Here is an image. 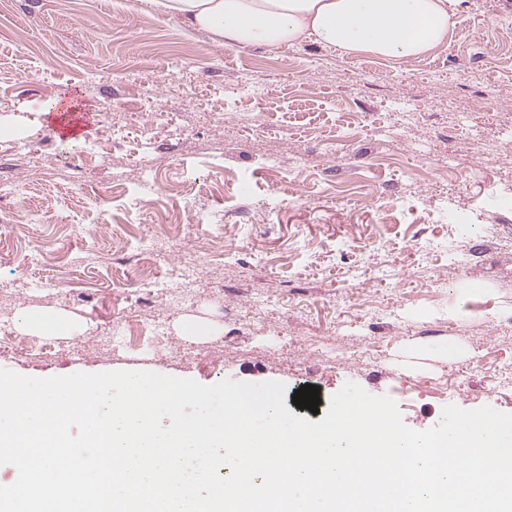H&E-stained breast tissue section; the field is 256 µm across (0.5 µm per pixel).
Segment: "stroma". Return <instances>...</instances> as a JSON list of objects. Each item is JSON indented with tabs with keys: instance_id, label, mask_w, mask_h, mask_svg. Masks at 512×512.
Returning <instances> with one entry per match:
<instances>
[{
	"instance_id": "35a3bbf8",
	"label": "stroma",
	"mask_w": 512,
	"mask_h": 512,
	"mask_svg": "<svg viewBox=\"0 0 512 512\" xmlns=\"http://www.w3.org/2000/svg\"><path fill=\"white\" fill-rule=\"evenodd\" d=\"M248 77L264 96L235 94ZM147 90L144 110L133 98ZM62 98L92 114L90 138L111 102L125 138L92 160L60 157L72 142L47 121ZM146 125L159 144L150 152L137 145ZM0 127L46 139L28 156L0 136V179L26 190L12 214L28 217L25 245L0 249V321L26 335L18 313L30 308L77 325L62 354L0 350V368L46 378L136 366L97 345L112 318L79 289L170 280L171 266L142 272L112 259V237L133 247L155 232L145 201L157 191L138 177L156 171L195 215L217 204L229 215L189 227L190 242L212 246L195 303L120 312L169 322L171 348L149 361L156 372L205 385L279 381L291 393L316 385L325 402L350 381L392 397L418 431L450 404L512 413L478 366L490 347L512 363V0H465L447 43L399 66L313 41L219 46L147 0H0ZM243 180L251 190L240 196ZM275 185L283 206L258 218ZM103 194L115 197L106 217L95 205ZM444 196L464 223L428 221ZM102 219L113 234L68 231ZM42 247L69 257L72 292L42 293L52 275L34 259ZM393 264L396 279L385 275ZM255 294L270 302L258 324ZM383 331L379 355H366ZM450 373L443 396L405 390Z\"/></svg>"
}]
</instances>
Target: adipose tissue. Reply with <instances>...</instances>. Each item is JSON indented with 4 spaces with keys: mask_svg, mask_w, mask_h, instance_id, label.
<instances>
[{
    "mask_svg": "<svg viewBox=\"0 0 512 512\" xmlns=\"http://www.w3.org/2000/svg\"><path fill=\"white\" fill-rule=\"evenodd\" d=\"M462 0H152L218 45L277 49L311 40L400 64L447 42Z\"/></svg>",
    "mask_w": 512,
    "mask_h": 512,
    "instance_id": "obj_1",
    "label": "adipose tissue"
}]
</instances>
